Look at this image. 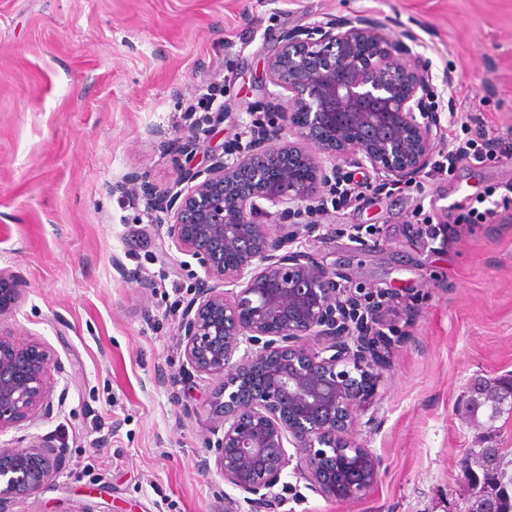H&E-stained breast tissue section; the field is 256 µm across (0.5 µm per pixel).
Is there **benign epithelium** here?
<instances>
[{
  "instance_id": "benign-epithelium-1",
  "label": "benign epithelium",
  "mask_w": 512,
  "mask_h": 512,
  "mask_svg": "<svg viewBox=\"0 0 512 512\" xmlns=\"http://www.w3.org/2000/svg\"><path fill=\"white\" fill-rule=\"evenodd\" d=\"M267 72L287 92L288 110L261 137L205 169H182L170 187L133 178L147 213L203 270L177 325L184 375L218 380L216 467L253 512H276L275 488L288 491L282 476L293 461L331 500L359 498L380 476L377 457L350 439L379 361L366 337L337 326L336 272L291 250L296 232L284 220L319 201L342 163L368 164L390 185L412 180L440 136L428 65L378 22L295 30ZM24 288L0 270V433L53 409L43 387L48 350L1 327ZM65 454L51 436L1 447L0 512L14 494H35L55 478Z\"/></svg>"
}]
</instances>
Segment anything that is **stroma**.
I'll return each mask as SVG.
<instances>
[{"label": "stroma", "instance_id": "stroma-1", "mask_svg": "<svg viewBox=\"0 0 512 512\" xmlns=\"http://www.w3.org/2000/svg\"><path fill=\"white\" fill-rule=\"evenodd\" d=\"M358 18L428 61L440 126L448 73L474 113L512 127V0H0V269L26 284L7 324L48 349L54 403L0 446L52 436L66 449L61 473L14 495L12 512H249L208 446L216 383L183 376L179 305L202 271L127 188L137 175L172 185L181 166L248 141L257 116L287 106L266 74L282 36ZM211 89L215 109L188 111ZM191 131L195 149L174 160L166 142ZM342 169L369 184L362 208L328 213L294 248L347 288L404 298L351 435L380 478L335 501L286 470L279 512H466L480 494L461 473L468 449H500L512 474V409L465 411L476 382L512 374V216L450 245L412 241V199ZM508 180L512 161L460 167L426 186L423 205ZM353 224L370 231L353 239Z\"/></svg>", "mask_w": 512, "mask_h": 512}]
</instances>
